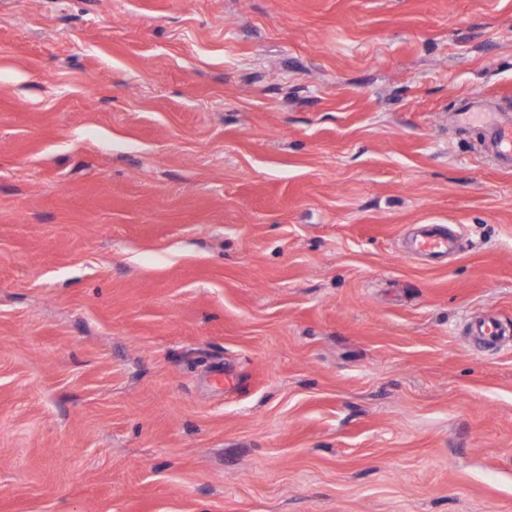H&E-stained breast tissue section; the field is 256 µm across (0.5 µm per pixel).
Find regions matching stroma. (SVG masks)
Instances as JSON below:
<instances>
[{
    "label": "stroma",
    "mask_w": 512,
    "mask_h": 512,
    "mask_svg": "<svg viewBox=\"0 0 512 512\" xmlns=\"http://www.w3.org/2000/svg\"><path fill=\"white\" fill-rule=\"evenodd\" d=\"M473 93L512 0H0V512H512ZM459 239L456 234L439 235L433 227L421 231L415 238L412 253L430 256L448 255L458 248ZM472 334L484 341L488 346L496 345L503 331L500 323L491 317L476 320L472 325Z\"/></svg>",
    "instance_id": "35a3bbf8"
}]
</instances>
